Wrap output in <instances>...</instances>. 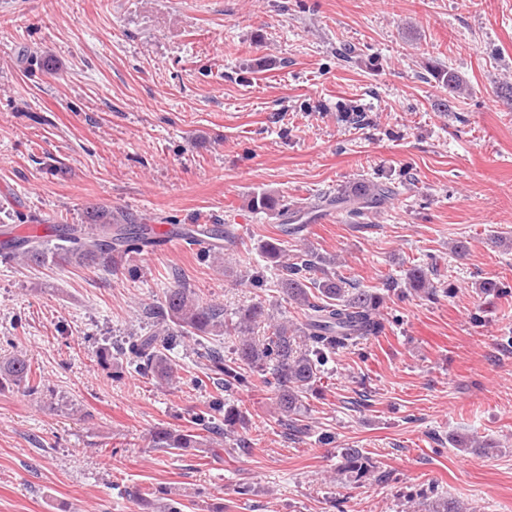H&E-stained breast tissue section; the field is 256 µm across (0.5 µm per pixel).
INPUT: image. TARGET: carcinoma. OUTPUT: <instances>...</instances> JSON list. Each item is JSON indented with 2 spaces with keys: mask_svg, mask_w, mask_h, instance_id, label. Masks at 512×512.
<instances>
[{
  "mask_svg": "<svg viewBox=\"0 0 512 512\" xmlns=\"http://www.w3.org/2000/svg\"><path fill=\"white\" fill-rule=\"evenodd\" d=\"M392 195L391 187L372 181L359 189H340L310 204L307 213L314 215L329 206L345 213L350 223L363 224ZM249 204L256 211L280 218L281 232L287 236L303 229V225L295 223L302 211L288 208L266 191L253 193ZM89 219L88 224L54 225V244L38 234L0 240V255L31 265L52 262L77 268H112L131 250L152 243V229L132 224L127 216L110 208L92 207ZM260 249L270 262L285 267L287 275L280 288L288 302L300 311V322L276 319L262 299L229 319L224 317L223 306L201 304L188 289L172 288L165 293L160 306L150 309L161 328L150 336H136L113 350L105 348L99 352V358L108 359L114 353L126 355L139 374L168 385L178 373L169 351L180 338L212 334L234 338L238 340L234 359H224L219 349L205 351L203 358L210 374L224 381V388L230 390L248 385L249 372H263L281 411V422L288 430L303 434L309 431L308 425L299 419L306 394L314 388L330 355L382 333L385 323L380 308L385 299H403L409 294L433 299L440 293L448 294V289L431 281L428 270L420 265L399 277L385 276L378 288H362L341 273L326 271L323 260L312 250L298 252L290 262L277 238L262 242ZM261 324L265 326L263 335H253L255 327ZM38 388L36 371L25 355L16 354L0 362V392L32 395ZM223 438V426H214L210 418L198 415L187 425L157 426L147 440L150 448L185 450L219 445ZM451 442L462 452L488 454L497 448L495 443L474 434H458ZM337 474L357 484L388 480V474L378 470L358 448L344 450ZM409 499L419 512H470L468 505L449 499L432 487L419 490ZM133 501L137 512H182L184 507L161 487L139 492Z\"/></svg>",
  "mask_w": 512,
  "mask_h": 512,
  "instance_id": "cac0c4a2",
  "label": "carcinoma"
}]
</instances>
